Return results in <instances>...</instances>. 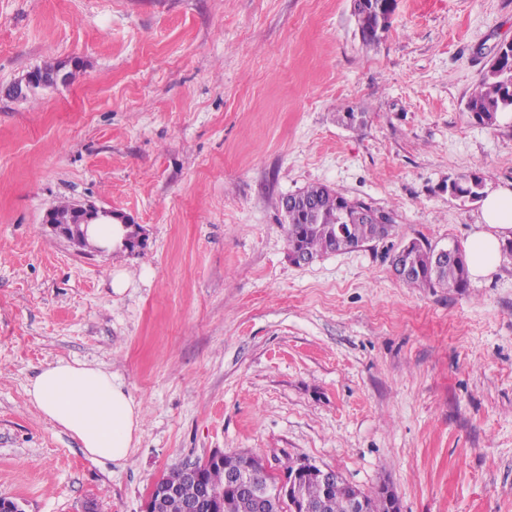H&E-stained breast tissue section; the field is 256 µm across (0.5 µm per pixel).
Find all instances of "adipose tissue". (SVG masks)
Masks as SVG:
<instances>
[{
  "mask_svg": "<svg viewBox=\"0 0 512 512\" xmlns=\"http://www.w3.org/2000/svg\"><path fill=\"white\" fill-rule=\"evenodd\" d=\"M481 219L466 245L469 270L475 276L495 270L502 242L512 238V188L487 194ZM27 396L41 414L76 438L90 456L120 462L135 443L142 411L101 369L57 361L35 375Z\"/></svg>",
  "mask_w": 512,
  "mask_h": 512,
  "instance_id": "adipose-tissue-1",
  "label": "adipose tissue"
}]
</instances>
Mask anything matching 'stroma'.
<instances>
[{"mask_svg":"<svg viewBox=\"0 0 512 512\" xmlns=\"http://www.w3.org/2000/svg\"><path fill=\"white\" fill-rule=\"evenodd\" d=\"M509 41L512 0H397L375 45L352 0H0V494L141 512L218 449L334 468L400 512H512V258L463 293L392 266L413 239L466 245L481 204L448 180L512 187V112L465 108ZM75 58L70 85L4 96ZM312 184L391 235L294 265L280 202ZM59 201L132 215L143 246L77 250L43 226ZM60 359L141 406L125 461L28 403ZM484 177L480 172L470 171L448 182V192L452 195L471 199L484 196Z\"/></svg>","mask_w":512,"mask_h":512,"instance_id":"35a3bbf8","label":"stroma"}]
</instances>
